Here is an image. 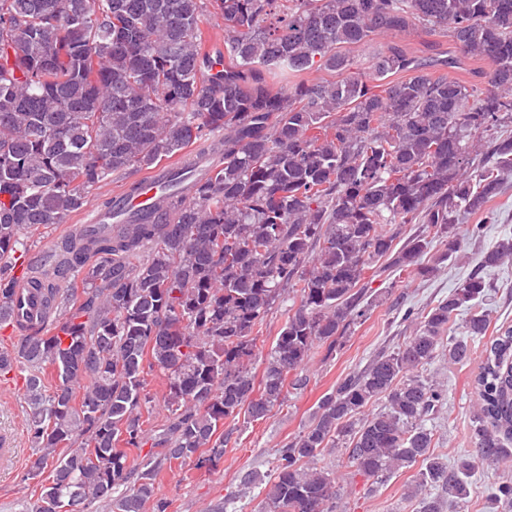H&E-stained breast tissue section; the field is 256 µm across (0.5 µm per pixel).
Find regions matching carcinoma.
<instances>
[{
    "label": "carcinoma",
    "instance_id": "cac0c4a2",
    "mask_svg": "<svg viewBox=\"0 0 512 512\" xmlns=\"http://www.w3.org/2000/svg\"><path fill=\"white\" fill-rule=\"evenodd\" d=\"M212 13L224 20L214 58L201 28ZM419 29L487 60L486 85L425 74L396 43L371 72L353 71L351 47ZM194 145L203 173L162 166ZM159 166L166 207L62 242L57 273L81 279L85 297L37 280L53 331L28 324L0 351V374L25 368L31 474L53 466L32 512L71 500L79 512L150 501L166 512L162 468L217 466L225 420H261L305 389L313 350L332 353L365 316L367 272L429 281L466 258L459 224L490 213L512 175V0H0V318L19 281L4 260L24 232L65 223L115 173ZM397 224L425 229L399 246ZM511 260L506 237L448 297L407 308L412 334L340 378L275 451L259 512H346L325 462L336 448L374 485L420 465L418 512L465 503L477 462L512 450V329L476 380L474 453L452 465L431 452L427 425L448 389L424 371L468 359L490 325L475 310L492 288L485 271ZM285 301L261 356L257 338ZM463 312L462 335H447ZM154 371L168 411L159 427L143 413ZM492 499L512 505V482Z\"/></svg>",
    "mask_w": 512,
    "mask_h": 512
}]
</instances>
